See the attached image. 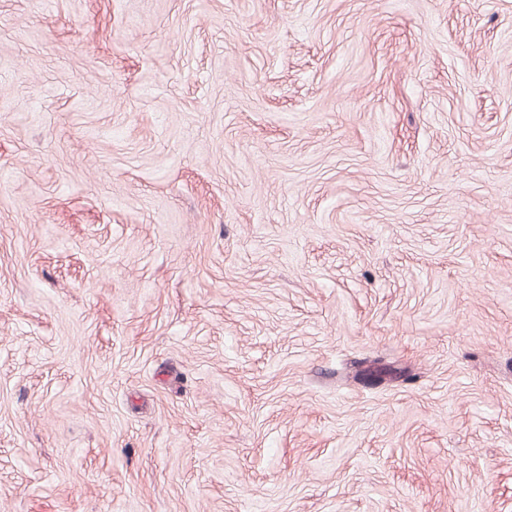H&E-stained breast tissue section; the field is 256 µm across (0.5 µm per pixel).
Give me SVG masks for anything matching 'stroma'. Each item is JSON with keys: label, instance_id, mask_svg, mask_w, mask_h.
<instances>
[{"label": "stroma", "instance_id": "obj_1", "mask_svg": "<svg viewBox=\"0 0 512 512\" xmlns=\"http://www.w3.org/2000/svg\"><path fill=\"white\" fill-rule=\"evenodd\" d=\"M0 512H512V0H0Z\"/></svg>", "mask_w": 512, "mask_h": 512}]
</instances>
